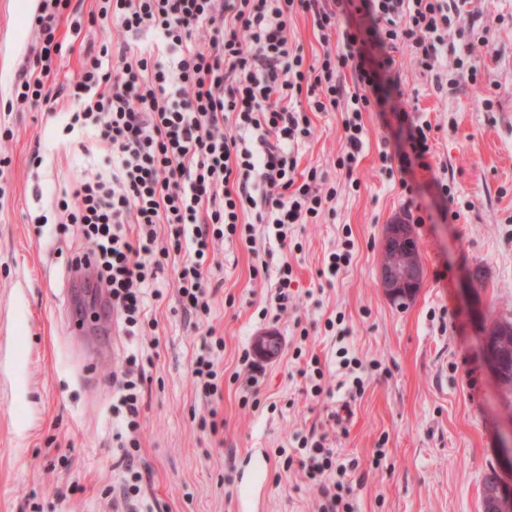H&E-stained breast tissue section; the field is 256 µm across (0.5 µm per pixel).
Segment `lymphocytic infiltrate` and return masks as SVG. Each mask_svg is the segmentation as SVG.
Here are the masks:
<instances>
[{
    "instance_id": "1",
    "label": "lymphocytic infiltrate",
    "mask_w": 512,
    "mask_h": 512,
    "mask_svg": "<svg viewBox=\"0 0 512 512\" xmlns=\"http://www.w3.org/2000/svg\"><path fill=\"white\" fill-rule=\"evenodd\" d=\"M71 0H39L31 18L36 40L6 102L11 110L54 102L51 90L62 54L58 36ZM450 0H98L103 24L163 46L123 43L115 65L108 45L88 53L70 84L77 109L72 123L90 131L112 165L111 176L84 180L58 202L62 224L81 244L70 267L88 268L110 312L129 335L147 322L158 299V275L175 271V291L190 315L210 311L205 263L216 243L254 244L255 224H268L279 242L289 225L308 224L336 198L335 187L310 168L296 180L294 147L312 134L310 113L344 109L345 152L338 167L353 176L363 150V113L401 112L392 48L409 44L431 71L448 44ZM309 14L323 35H336L313 63L288 37V21ZM351 69L355 90L341 82ZM430 123H406L398 138L403 167H426ZM253 213L254 222L244 219ZM169 225L161 237L160 225ZM118 385L126 421L114 438L125 448L124 499L139 495L143 474L135 437L146 380L138 355H129ZM308 451L310 477L320 483L318 512H354L342 478L354 468L329 448L326 436L294 434Z\"/></svg>"
}]
</instances>
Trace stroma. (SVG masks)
Segmentation results:
<instances>
[{
    "label": "stroma",
    "instance_id": "35a3bbf8",
    "mask_svg": "<svg viewBox=\"0 0 512 512\" xmlns=\"http://www.w3.org/2000/svg\"><path fill=\"white\" fill-rule=\"evenodd\" d=\"M36 6L0 0V149L12 158L0 177V512H232L235 469L253 448L271 459L264 512H314L307 468L278 455L297 431L327 434L342 458L356 461L344 494L354 512H482L484 476L512 435V400L481 344L492 321L512 319V0H469L467 13L453 18L449 43L463 25L480 39L445 76L416 66L409 47L395 52L409 118L432 126L430 169L406 176L382 164L399 121L367 112L357 182L349 184L337 166L344 112L311 113L297 170L317 168L335 200L313 223L292 225L285 245L262 224L255 246L218 245L206 271V315L184 313L166 270L162 298L149 302L157 325L137 336L105 316L94 281H72L68 259L78 241L55 208L62 189L110 175L106 158L92 137L65 131V114L3 107L28 61ZM94 8L83 0L80 32L67 19L59 26L58 84L77 76L90 44L109 37L91 23ZM412 203L423 218L414 236L424 281L402 307L380 286L381 246L386 224ZM347 237L350 264L327 273L329 254ZM263 261L267 273L254 275ZM285 262L298 289L280 319L263 317L275 307ZM475 271L482 280L474 292L467 275ZM66 303L75 316L104 323L98 338L111 344L109 356L84 364L60 319ZM265 330L281 339L276 358L254 352ZM212 335L224 339L223 376L220 396L209 399L191 365ZM132 352L153 363L138 416L142 492L126 502L111 493L124 469L112 439L124 421L112 408V377ZM344 352L354 360L347 368L339 365ZM314 355L324 371L318 395L300 373ZM89 370L93 392L83 381ZM212 414L224 422L215 433L201 425Z\"/></svg>",
    "mask_w": 512,
    "mask_h": 512
}]
</instances>
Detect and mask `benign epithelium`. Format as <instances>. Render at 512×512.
<instances>
[{
  "mask_svg": "<svg viewBox=\"0 0 512 512\" xmlns=\"http://www.w3.org/2000/svg\"><path fill=\"white\" fill-rule=\"evenodd\" d=\"M413 227L401 217L386 225L382 242V261L379 280L385 295L390 299L409 298L417 294L423 280V267L418 250L412 244ZM488 367L499 386H504L501 370L505 356L499 345L489 339L482 340ZM255 350L262 356L273 358L280 352L279 338L266 332L254 341ZM512 444L500 448L497 478L482 487L483 512H512Z\"/></svg>",
  "mask_w": 512,
  "mask_h": 512,
  "instance_id": "1",
  "label": "benign epithelium"
}]
</instances>
